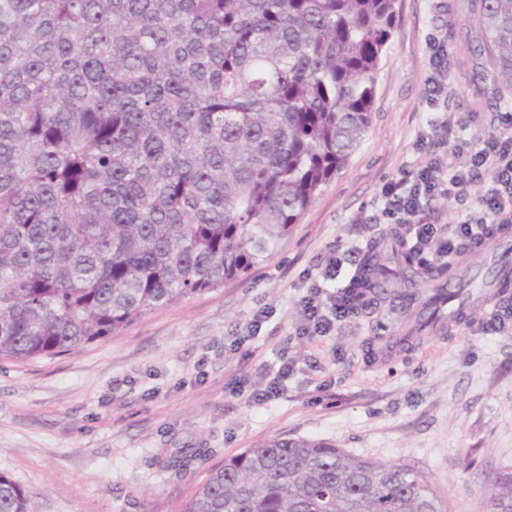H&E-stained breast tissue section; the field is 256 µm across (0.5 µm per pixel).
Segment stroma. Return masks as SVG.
I'll list each match as a JSON object with an SVG mask.
<instances>
[{
  "mask_svg": "<svg viewBox=\"0 0 512 512\" xmlns=\"http://www.w3.org/2000/svg\"><path fill=\"white\" fill-rule=\"evenodd\" d=\"M469 9L396 0L371 128L266 261L78 351L0 361V473L33 512H179L211 468L275 436L400 465L437 487L448 512H485L491 475L512 465V325L484 329L481 310L466 327L387 350L381 328L397 318L382 309L350 314L328 336L296 332L306 297L345 295L360 252L400 232L381 191L428 162L447 165L443 127L467 150L512 135L500 121L512 92L496 95L485 77ZM437 84L448 97L432 94ZM486 185L470 181L462 205L431 199V222L450 233ZM286 358L284 393L249 404Z\"/></svg>",
  "mask_w": 512,
  "mask_h": 512,
  "instance_id": "35a3bbf8",
  "label": "stroma"
}]
</instances>
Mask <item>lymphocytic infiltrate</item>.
<instances>
[{
	"label": "lymphocytic infiltrate",
	"mask_w": 512,
	"mask_h": 512,
	"mask_svg": "<svg viewBox=\"0 0 512 512\" xmlns=\"http://www.w3.org/2000/svg\"><path fill=\"white\" fill-rule=\"evenodd\" d=\"M448 155L458 163V171L445 176L439 167H423L414 173L412 182L401 179L388 185L384 198L386 212L414 229L416 248L431 250L436 260L450 264L459 255L455 239L474 240L482 236L487 225L512 221V136L487 141L467 158L454 148L449 149ZM483 172L488 174L490 182L481 199L483 212L479 219L459 221L450 238L442 236L436 225L423 220L422 198L441 194L448 200L461 202L465 175Z\"/></svg>",
	"instance_id": "obj_1"
}]
</instances>
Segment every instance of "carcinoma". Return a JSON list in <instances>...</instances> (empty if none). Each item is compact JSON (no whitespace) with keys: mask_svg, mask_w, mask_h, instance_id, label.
Returning a JSON list of instances; mask_svg holds the SVG:
<instances>
[{"mask_svg":"<svg viewBox=\"0 0 512 512\" xmlns=\"http://www.w3.org/2000/svg\"><path fill=\"white\" fill-rule=\"evenodd\" d=\"M395 22V0H0V360L78 350L269 258L368 133ZM471 23L512 90V0ZM387 298L433 329L448 268L373 241L348 302ZM0 512H33L2 474ZM182 512L447 510L399 466L273 437ZM486 512H512V466Z\"/></svg>","mask_w":512,"mask_h":512,"instance_id":"obj_1","label":"carcinoma"}]
</instances>
